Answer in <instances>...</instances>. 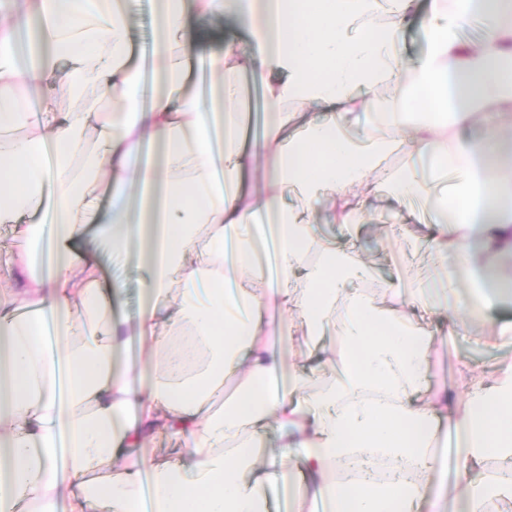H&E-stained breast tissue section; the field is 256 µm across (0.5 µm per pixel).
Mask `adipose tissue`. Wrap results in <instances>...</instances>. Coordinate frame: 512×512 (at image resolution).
<instances>
[{"mask_svg":"<svg viewBox=\"0 0 512 512\" xmlns=\"http://www.w3.org/2000/svg\"><path fill=\"white\" fill-rule=\"evenodd\" d=\"M156 4L147 65L131 61L140 0H27L0 26V224L16 227L0 273L17 279L0 290V512H57L62 498L68 512H269L281 478L293 512H417L448 426L466 441L461 512L512 499V363L466 367L463 403L433 391L424 321L459 325L466 305L413 293L400 310L388 285L352 288L369 276L356 243L329 245L308 218L329 196L333 223L351 228L387 190L413 221L434 215L416 243L455 253L446 284L496 293L477 255L512 223L498 187L512 139L493 121L475 141L457 132L490 91L512 104V0H431L415 64L402 41L418 0H274L266 22L257 0ZM228 12L249 44L204 51ZM476 18L482 37L463 40ZM20 28L47 61H69L75 108L30 111L45 72L20 62ZM247 77L273 106L248 148L240 113L208 118ZM110 97L120 109L99 111ZM361 107L385 139L359 134ZM389 147L428 157L451 189L386 169ZM91 149L105 210L74 168ZM261 158L269 170L248 182ZM44 204L50 238L26 219ZM103 243L144 269L134 316L112 310L124 283L102 286ZM299 332L309 352L285 353ZM270 427L282 451L268 458ZM160 435L181 441L174 458L147 454Z\"/></svg>","mask_w":512,"mask_h":512,"instance_id":"ef3b65f1","label":"adipose tissue"}]
</instances>
